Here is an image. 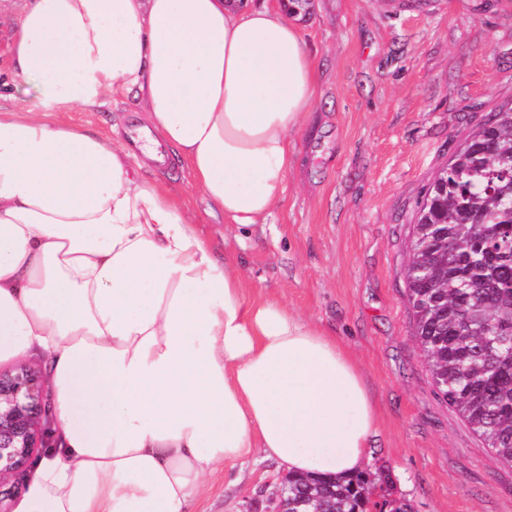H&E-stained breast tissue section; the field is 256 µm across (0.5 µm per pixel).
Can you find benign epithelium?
<instances>
[{
    "label": "benign epithelium",
    "instance_id": "obj_1",
    "mask_svg": "<svg viewBox=\"0 0 512 512\" xmlns=\"http://www.w3.org/2000/svg\"><path fill=\"white\" fill-rule=\"evenodd\" d=\"M47 393L40 372L29 364L0 369V488L48 447ZM266 512H288V477L268 495Z\"/></svg>",
    "mask_w": 512,
    "mask_h": 512
}]
</instances>
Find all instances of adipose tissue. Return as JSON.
<instances>
[{
    "label": "adipose tissue",
    "instance_id": "1",
    "mask_svg": "<svg viewBox=\"0 0 512 512\" xmlns=\"http://www.w3.org/2000/svg\"><path fill=\"white\" fill-rule=\"evenodd\" d=\"M0 110V366L40 355L57 423L14 512H188L259 455L353 475L378 419L357 359L250 296L193 216L132 165L163 148L241 231L281 201L316 69L285 14L238 0H29ZM131 95L138 151L52 112Z\"/></svg>",
    "mask_w": 512,
    "mask_h": 512
}]
</instances>
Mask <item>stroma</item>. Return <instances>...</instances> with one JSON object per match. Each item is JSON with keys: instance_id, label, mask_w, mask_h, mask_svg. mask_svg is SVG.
<instances>
[{"instance_id": "stroma-1", "label": "stroma", "mask_w": 512, "mask_h": 512, "mask_svg": "<svg viewBox=\"0 0 512 512\" xmlns=\"http://www.w3.org/2000/svg\"><path fill=\"white\" fill-rule=\"evenodd\" d=\"M318 100L294 133L286 191L266 223L228 227L185 163L148 169L196 218L247 288L321 326L358 359L378 415L365 468L384 471L413 512H512L500 463L438 395L411 330L405 265L416 206L437 169L497 106L512 103V0H311L296 15ZM135 99L66 112L130 135ZM259 456L217 471L194 512H263L284 475Z\"/></svg>"}]
</instances>
